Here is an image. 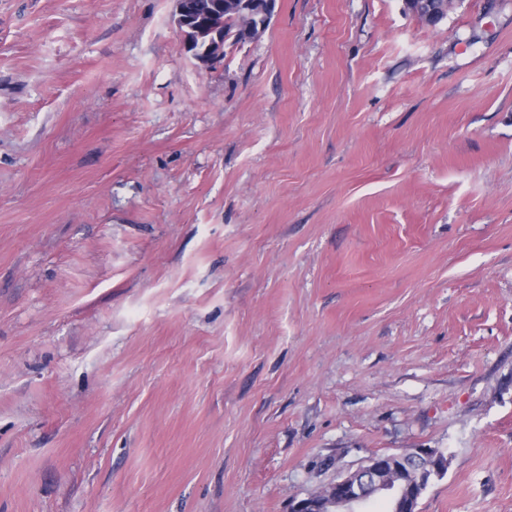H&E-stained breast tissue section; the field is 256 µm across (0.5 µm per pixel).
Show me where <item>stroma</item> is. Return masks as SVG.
I'll return each mask as SVG.
<instances>
[{
	"mask_svg": "<svg viewBox=\"0 0 512 512\" xmlns=\"http://www.w3.org/2000/svg\"><path fill=\"white\" fill-rule=\"evenodd\" d=\"M175 11L0 0V512H512V0ZM216 2L215 12L212 14L209 25L212 32L216 34V42L209 43L208 36H201L198 39L192 36V46L194 49L201 50L205 46L206 48L202 52L204 59L197 58L194 54L192 56L201 63L208 64L217 59L223 58L224 55V44L232 40L233 44H242L253 39L258 30V22L255 19V27L252 33L247 31V24L249 23L245 18L248 13L245 8L240 6L242 0H214ZM224 2L226 4L224 5ZM224 13V42L220 39L219 28L217 25V18L221 13ZM413 455L414 452L374 454L355 471L338 477L321 492L331 500L327 505L334 510L330 512H360L358 509L366 502L377 498L386 499L389 512H417L420 495L429 485L430 475L424 471L415 475L410 486L415 484L418 491L410 496L387 474L388 463Z\"/></svg>",
	"mask_w": 512,
	"mask_h": 512,
	"instance_id": "1",
	"label": "stroma"
}]
</instances>
